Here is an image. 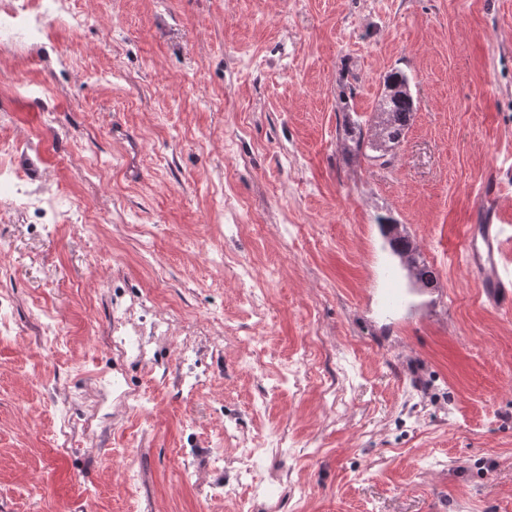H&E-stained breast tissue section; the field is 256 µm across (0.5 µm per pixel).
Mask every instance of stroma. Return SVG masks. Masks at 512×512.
<instances>
[{"instance_id": "35a3bbf8", "label": "stroma", "mask_w": 512, "mask_h": 512, "mask_svg": "<svg viewBox=\"0 0 512 512\" xmlns=\"http://www.w3.org/2000/svg\"><path fill=\"white\" fill-rule=\"evenodd\" d=\"M70 2L0 44V139L85 217L0 218V512H512V313L463 261L492 182L512 222V0ZM397 68L417 110L378 158L352 134ZM116 296L171 318L150 363ZM108 377L139 407L63 412ZM128 311V307L118 306L116 303L114 312L116 336L113 338V346L125 356L130 355L148 362L150 352L149 340L146 336H169L170 319L156 309L153 301L148 298L142 301L136 319L132 321L128 319ZM224 435L227 438L235 439L239 444L244 448L241 456L238 460L239 464V480H247L251 478L253 481L254 478V454L252 448H247L248 440L245 435L241 432L234 431L227 427L224 428Z\"/></svg>"}]
</instances>
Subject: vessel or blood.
Returning <instances> with one entry per match:
<instances>
[{
	"mask_svg": "<svg viewBox=\"0 0 512 512\" xmlns=\"http://www.w3.org/2000/svg\"><path fill=\"white\" fill-rule=\"evenodd\" d=\"M495 214V209H486L484 222L470 225L465 251L488 303L508 311L512 309V261L504 257L507 230L493 223Z\"/></svg>",
	"mask_w": 512,
	"mask_h": 512,
	"instance_id": "b4317fda",
	"label": "vessel or blood"
}]
</instances>
